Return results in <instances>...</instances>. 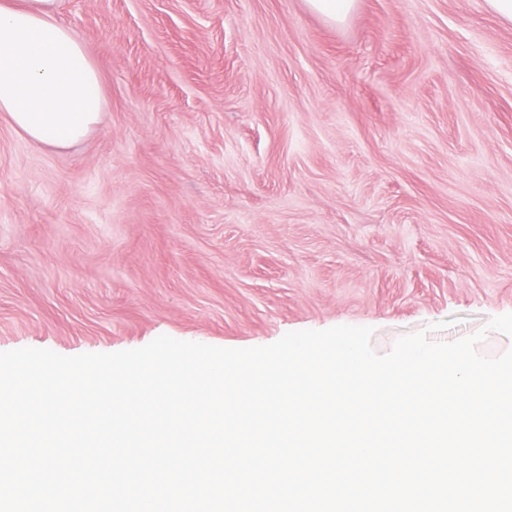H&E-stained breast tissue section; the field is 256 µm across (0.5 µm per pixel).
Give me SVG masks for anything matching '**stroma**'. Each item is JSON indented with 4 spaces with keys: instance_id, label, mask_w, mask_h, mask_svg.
<instances>
[{
    "instance_id": "35a3bbf8",
    "label": "stroma",
    "mask_w": 512,
    "mask_h": 512,
    "mask_svg": "<svg viewBox=\"0 0 512 512\" xmlns=\"http://www.w3.org/2000/svg\"><path fill=\"white\" fill-rule=\"evenodd\" d=\"M101 121L0 119V351L227 348L512 313V23L487 0H62ZM443 330H436V323ZM307 6L330 21H342L353 10L356 0H304Z\"/></svg>"
}]
</instances>
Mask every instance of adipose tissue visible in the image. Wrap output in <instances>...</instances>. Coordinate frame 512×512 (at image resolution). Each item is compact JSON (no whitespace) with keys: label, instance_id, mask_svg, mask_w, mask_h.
I'll return each mask as SVG.
<instances>
[{"label":"adipose tissue","instance_id":"ef3b65f1","mask_svg":"<svg viewBox=\"0 0 512 512\" xmlns=\"http://www.w3.org/2000/svg\"><path fill=\"white\" fill-rule=\"evenodd\" d=\"M59 2L0 0V117L34 143L66 148L98 124L105 96Z\"/></svg>","mask_w":512,"mask_h":512}]
</instances>
